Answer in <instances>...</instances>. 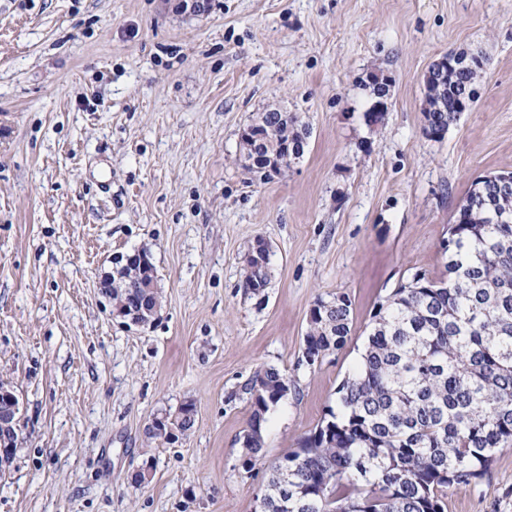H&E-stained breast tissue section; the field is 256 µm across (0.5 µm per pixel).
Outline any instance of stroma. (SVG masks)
<instances>
[{
    "label": "stroma",
    "mask_w": 512,
    "mask_h": 512,
    "mask_svg": "<svg viewBox=\"0 0 512 512\" xmlns=\"http://www.w3.org/2000/svg\"><path fill=\"white\" fill-rule=\"evenodd\" d=\"M450 51L483 73L434 141L425 76ZM274 108L310 135L262 181L241 135ZM510 171L512 0H0V382L23 422L0 512H254L270 466L335 406L377 305L444 275L458 204ZM141 249L162 295L144 328L101 292ZM341 294L345 346L300 364L310 309ZM266 365L293 385L248 473L239 390ZM187 403L188 436L149 438ZM447 512H512V445Z\"/></svg>",
    "instance_id": "obj_1"
}]
</instances>
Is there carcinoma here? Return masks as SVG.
Segmentation results:
<instances>
[{
	"label": "carcinoma",
	"mask_w": 512,
	"mask_h": 512,
	"mask_svg": "<svg viewBox=\"0 0 512 512\" xmlns=\"http://www.w3.org/2000/svg\"><path fill=\"white\" fill-rule=\"evenodd\" d=\"M481 63L428 72L424 116L449 126L475 102ZM288 117L263 112L243 134L259 140L248 170L267 179L263 158L279 148L272 131ZM304 152L308 127L291 131ZM446 278L416 272L379 303L361 360L337 391V408L271 467L266 512H447L448 489L488 473L493 452L512 444V185L472 189L458 206L443 244ZM243 283L256 294L268 267L248 264ZM153 265L126 266L112 279V300L144 280ZM310 318L302 354L324 357L351 334L350 298L338 295ZM291 389L275 366H261L241 386L255 419Z\"/></svg>",
	"instance_id": "cac0c4a2"
}]
</instances>
